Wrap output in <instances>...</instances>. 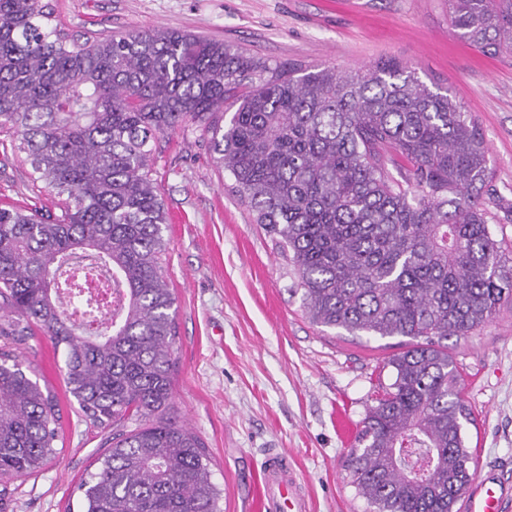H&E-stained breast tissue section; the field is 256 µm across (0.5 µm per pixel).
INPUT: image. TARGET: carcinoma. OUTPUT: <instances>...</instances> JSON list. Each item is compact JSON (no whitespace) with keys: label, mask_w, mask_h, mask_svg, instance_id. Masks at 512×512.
Here are the masks:
<instances>
[{"label":"carcinoma","mask_w":512,"mask_h":512,"mask_svg":"<svg viewBox=\"0 0 512 512\" xmlns=\"http://www.w3.org/2000/svg\"><path fill=\"white\" fill-rule=\"evenodd\" d=\"M448 15L469 45L512 55V0H448ZM187 121L311 321L401 338L347 455L357 495L370 512H460L476 458L448 340L512 302V248L480 203L487 149L460 103L392 59L339 72L165 29L81 40L39 0H0V134L58 209L0 208V337L39 326L84 415L136 424L78 485L83 512H221L204 447L168 416L176 296L151 169ZM57 438L53 395L0 351V478L42 468Z\"/></svg>","instance_id":"cac0c4a2"}]
</instances>
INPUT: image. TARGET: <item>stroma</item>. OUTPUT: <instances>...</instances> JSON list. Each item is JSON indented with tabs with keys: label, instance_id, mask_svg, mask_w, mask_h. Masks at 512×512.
I'll list each match as a JSON object with an SVG mask.
<instances>
[{
	"label": "stroma",
	"instance_id": "35a3bbf8",
	"mask_svg": "<svg viewBox=\"0 0 512 512\" xmlns=\"http://www.w3.org/2000/svg\"><path fill=\"white\" fill-rule=\"evenodd\" d=\"M77 35L156 28L206 36L270 63L357 68L396 59L430 88L455 96L478 126L492 176L481 203L494 239L512 244V56L490 57L459 38L448 0H50ZM153 179L168 222L163 270L177 299L173 415L210 458L224 512H261L271 450L301 480L309 512H368L356 494L338 430L361 425L379 384L390 383L388 340L313 324L296 275L255 224L233 178L193 123L161 136ZM21 153L0 135V207L46 204ZM475 420L465 427L478 476L512 484V307L471 335L450 339ZM35 371L60 409L55 459L0 484V512H80L77 485L96 472L111 427L80 412L61 350L33 330L0 338Z\"/></svg>",
	"mask_w": 512,
	"mask_h": 512
}]
</instances>
